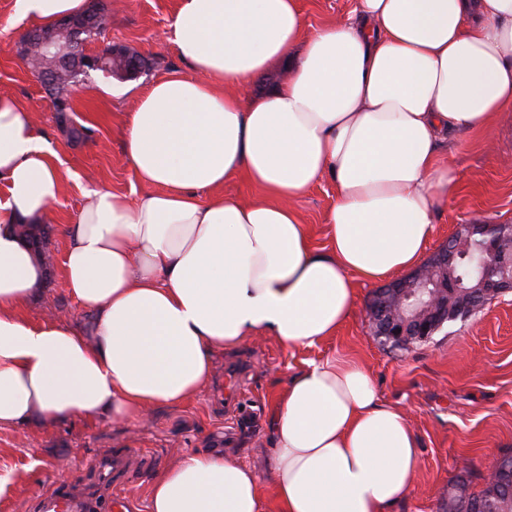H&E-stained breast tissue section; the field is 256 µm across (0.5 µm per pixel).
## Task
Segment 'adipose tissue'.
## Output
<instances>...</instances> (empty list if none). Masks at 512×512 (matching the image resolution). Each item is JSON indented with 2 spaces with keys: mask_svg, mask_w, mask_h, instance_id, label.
I'll list each match as a JSON object with an SVG mask.
<instances>
[{
  "mask_svg": "<svg viewBox=\"0 0 512 512\" xmlns=\"http://www.w3.org/2000/svg\"><path fill=\"white\" fill-rule=\"evenodd\" d=\"M48 26L86 0H15ZM171 40L190 75L156 79L124 156L148 191H87L62 263L91 328L24 311L44 269L18 237L65 176L33 111L0 94V426L130 420L207 384L214 354L253 337L335 336L356 284L416 267L458 182L441 135L512 112V0H353L305 35L298 0H180ZM275 63L270 92L249 95ZM244 176L261 196L221 194ZM329 181V252L297 206ZM268 462L277 512H395L419 467L404 414L355 363L326 357L278 397ZM149 512H265L254 468L211 452L151 479Z\"/></svg>",
  "mask_w": 512,
  "mask_h": 512,
  "instance_id": "obj_1",
  "label": "adipose tissue"
}]
</instances>
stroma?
I'll use <instances>...</instances> for the list:
<instances>
[{
  "mask_svg": "<svg viewBox=\"0 0 512 512\" xmlns=\"http://www.w3.org/2000/svg\"><path fill=\"white\" fill-rule=\"evenodd\" d=\"M15 0H0V94L31 108L38 127L65 175L59 201L48 213V250L56 264L26 311L39 321L64 313L74 321L89 313L67 293L60 260L73 223L90 188L137 198L143 191L122 153L128 112L140 94L168 73H187L166 38L178 0H121L112 7L98 43L135 51L145 61L125 93L102 95L108 75L93 72L71 95L72 111H53L48 95L20 55L21 37L34 22L19 16ZM442 152L454 163L459 183L436 212L428 245L436 251L462 224H512V135L501 126L453 134ZM334 188L313 186L298 207L313 247L331 242L327 229ZM374 284L358 283L353 315L335 337L312 347L286 348L268 337L217 353L200 395L181 406H162L146 418L117 423L108 418L18 429L0 427V512H36L39 494L80 483L93 487L94 463L115 451L135 448L147 465L126 474L123 484L133 512H149V481L176 457L213 451L252 466L258 473L267 512H277L267 460L277 396L291 375L311 360L336 356L355 362L373 379L381 400L402 411L419 443L420 464L412 488L396 512H444L448 490L459 480L471 491L484 485L490 461L512 452V295L488 304L475 316L450 323L429 339L394 349L370 334L367 305Z\"/></svg>",
  "mask_w": 512,
  "mask_h": 512,
  "instance_id": "1",
  "label": "stroma"
}]
</instances>
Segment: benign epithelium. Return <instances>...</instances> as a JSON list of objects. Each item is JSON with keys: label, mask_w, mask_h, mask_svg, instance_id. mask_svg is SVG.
<instances>
[{"label": "benign epithelium", "mask_w": 512, "mask_h": 512, "mask_svg": "<svg viewBox=\"0 0 512 512\" xmlns=\"http://www.w3.org/2000/svg\"><path fill=\"white\" fill-rule=\"evenodd\" d=\"M93 17L100 22L105 13L95 8L81 15L63 17L55 23L58 29L69 34L71 58L83 72L107 70L109 60L122 53L116 46L89 49L79 39ZM459 230L466 231L470 238L480 239L477 288L481 302L485 304L512 292V247L505 245L503 226L462 224ZM460 250V242L452 235L421 270L376 292L368 312L375 339L399 346L414 340L424 341L435 333L447 320L448 298L457 296L461 288L460 280L450 274Z\"/></svg>", "instance_id": "1"}]
</instances>
